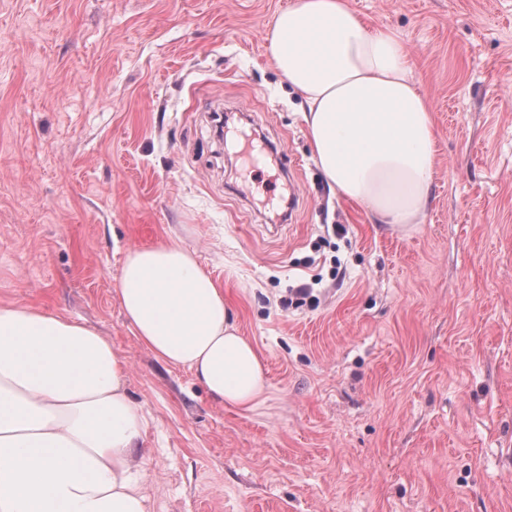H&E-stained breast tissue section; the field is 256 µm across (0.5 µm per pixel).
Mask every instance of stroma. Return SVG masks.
<instances>
[{"label":"stroma","mask_w":512,"mask_h":512,"mask_svg":"<svg viewBox=\"0 0 512 512\" xmlns=\"http://www.w3.org/2000/svg\"><path fill=\"white\" fill-rule=\"evenodd\" d=\"M288 3L0 0V304L127 362L150 512H512V0H348L432 111L409 229L320 171L264 40ZM172 238L265 363L253 409L124 317L126 251ZM302 284L319 305L282 307Z\"/></svg>","instance_id":"1"}]
</instances>
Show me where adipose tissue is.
Here are the masks:
<instances>
[{"label":"adipose tissue","instance_id":"obj_1","mask_svg":"<svg viewBox=\"0 0 512 512\" xmlns=\"http://www.w3.org/2000/svg\"><path fill=\"white\" fill-rule=\"evenodd\" d=\"M306 101L316 162L344 197L395 228L422 223L436 149L409 51L347 0H291L265 32ZM136 337L217 402L249 409L265 366L222 285L176 241L128 250L117 288ZM112 342L75 319L0 304V512H149L145 415Z\"/></svg>","mask_w":512,"mask_h":512}]
</instances>
